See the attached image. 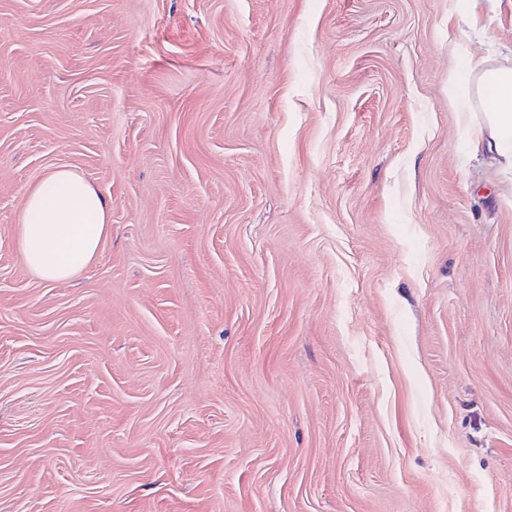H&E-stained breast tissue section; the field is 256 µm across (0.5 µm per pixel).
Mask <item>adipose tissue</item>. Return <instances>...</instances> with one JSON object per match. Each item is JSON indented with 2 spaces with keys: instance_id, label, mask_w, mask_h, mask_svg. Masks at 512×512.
Instances as JSON below:
<instances>
[{
  "instance_id": "obj_1",
  "label": "adipose tissue",
  "mask_w": 512,
  "mask_h": 512,
  "mask_svg": "<svg viewBox=\"0 0 512 512\" xmlns=\"http://www.w3.org/2000/svg\"><path fill=\"white\" fill-rule=\"evenodd\" d=\"M470 74L482 116L465 123L461 137L488 138L499 165L512 171V64H480ZM110 232V203L71 167L53 169L35 183L15 219L24 266L48 283L68 282L84 272Z\"/></svg>"
}]
</instances>
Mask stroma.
Returning a JSON list of instances; mask_svg holds the SVG:
<instances>
[{
	"label": "stroma",
	"mask_w": 512,
	"mask_h": 512,
	"mask_svg": "<svg viewBox=\"0 0 512 512\" xmlns=\"http://www.w3.org/2000/svg\"><path fill=\"white\" fill-rule=\"evenodd\" d=\"M512 0H0V512H512V175L448 82ZM108 196L23 265L47 171ZM104 193L72 167L55 168L27 192L15 219L24 266L48 283L68 282L96 258L111 232Z\"/></svg>",
	"instance_id": "35a3bbf8"
}]
</instances>
